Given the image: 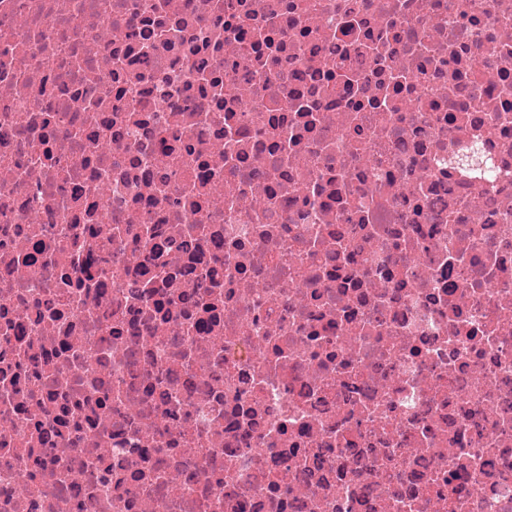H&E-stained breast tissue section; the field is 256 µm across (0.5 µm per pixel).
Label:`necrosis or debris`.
<instances>
[{"label":"necrosis or debris","instance_id":"necrosis-or-debris-1","mask_svg":"<svg viewBox=\"0 0 512 512\" xmlns=\"http://www.w3.org/2000/svg\"><path fill=\"white\" fill-rule=\"evenodd\" d=\"M0 512H512V0H0Z\"/></svg>","mask_w":512,"mask_h":512}]
</instances>
